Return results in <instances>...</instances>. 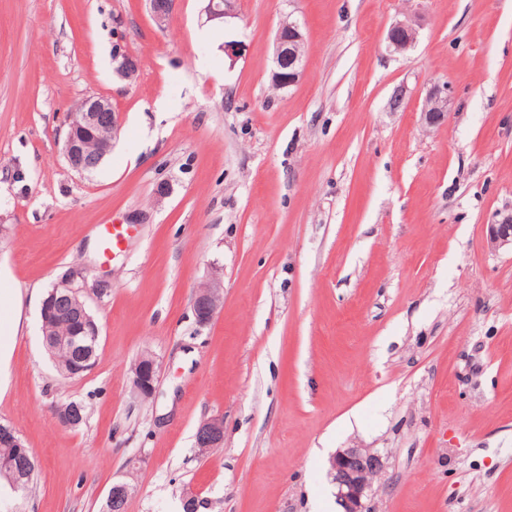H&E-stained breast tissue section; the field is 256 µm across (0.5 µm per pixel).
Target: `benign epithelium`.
Returning a JSON list of instances; mask_svg holds the SVG:
<instances>
[{
  "instance_id": "1",
  "label": "benign epithelium",
  "mask_w": 512,
  "mask_h": 512,
  "mask_svg": "<svg viewBox=\"0 0 512 512\" xmlns=\"http://www.w3.org/2000/svg\"><path fill=\"white\" fill-rule=\"evenodd\" d=\"M236 0H208L206 12L211 19L230 16L234 12ZM415 21L409 19L393 24L387 35L388 46L395 52L409 48L416 38ZM303 34L295 22L280 26L275 42L274 63L287 57L293 61L291 70L273 72L277 86H292L303 70V57L294 47L302 44ZM448 108V89L442 88L430 96L422 117L429 127L440 124ZM118 131V119L112 111L111 103L100 97L83 99L72 113L69 128L64 140L63 154L68 165L76 170L84 169L89 153L102 159L112 151L113 140ZM486 242L493 251H512V210L501 211L496 220L486 225ZM74 276L63 279L65 295L69 297L72 309L77 312L78 322H73L57 306V299L47 297L41 309L42 337L47 346L63 344L70 348L72 359L68 375H80L92 368L95 363L96 349L87 346L99 342L100 331L94 318L89 314L78 288L73 286ZM223 298L222 288L218 284H209L201 288L194 300V314L201 325L208 324L213 318ZM66 328L63 334L55 333V326ZM132 377L133 389L147 397L155 389L157 366L148 357H141L134 365ZM224 442V421L220 417L207 419L199 426L196 447L201 453L212 448L222 447ZM0 446L14 449V453L0 459V477L8 479L14 489L25 487L32 477V454L24 440L12 427L0 426ZM383 470L381 455L372 448H340L329 459V477L336 490V500L342 512H371L368 499L374 483ZM134 487L126 482L114 483L109 490L108 500L115 512H124Z\"/></svg>"
}]
</instances>
